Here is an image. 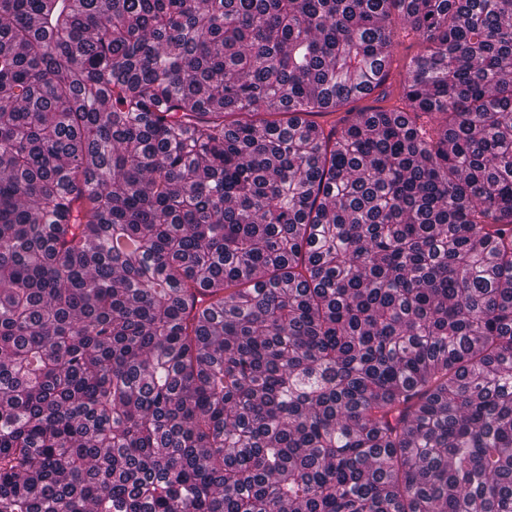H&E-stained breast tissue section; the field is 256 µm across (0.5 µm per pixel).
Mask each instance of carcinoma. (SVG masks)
<instances>
[{
	"instance_id": "1",
	"label": "carcinoma",
	"mask_w": 512,
	"mask_h": 512,
	"mask_svg": "<svg viewBox=\"0 0 512 512\" xmlns=\"http://www.w3.org/2000/svg\"><path fill=\"white\" fill-rule=\"evenodd\" d=\"M0 512H512V0H0Z\"/></svg>"
}]
</instances>
